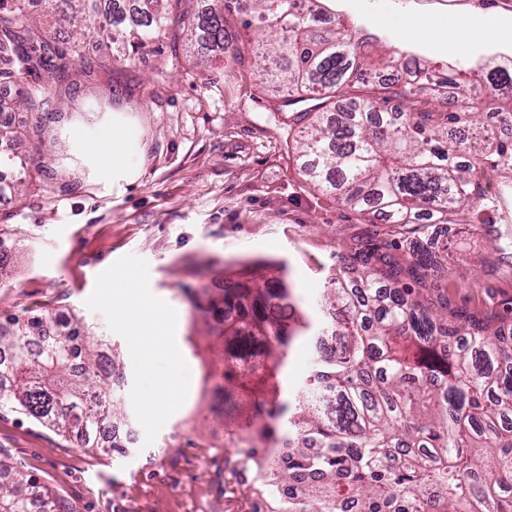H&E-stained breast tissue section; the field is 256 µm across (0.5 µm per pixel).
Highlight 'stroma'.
Listing matches in <instances>:
<instances>
[{"mask_svg":"<svg viewBox=\"0 0 512 512\" xmlns=\"http://www.w3.org/2000/svg\"><path fill=\"white\" fill-rule=\"evenodd\" d=\"M338 13L393 45L413 47L433 63L471 61L512 43L470 35L460 53L448 50V20L470 9L454 0H335ZM226 29L244 51L240 61L197 65L181 54L165 81L155 79L162 57L146 52L122 69L103 68L64 98L65 117L52 124L56 147L26 129L13 151L29 157L28 181L50 178L49 191L0 200V235L9 262L0 268V322L50 311L79 319L110 337L124 358L125 409L136 443L129 453L83 448L24 415L0 408V483L13 470L46 487L70 512H250L244 487L223 491L224 414L211 388L224 372V323L195 311L187 291L222 298L224 275L246 264H273L308 299L345 261L380 248L400 262L410 252L394 226L361 220L333 195L310 186L296 166L297 143L278 112L279 93L262 84L249 51L259 30L235 12ZM125 137L120 166L94 150L112 131ZM448 260L429 272L432 294L450 309L512 327V262L499 261L478 225L448 238ZM131 269L146 301L174 306V342L181 352L185 393L166 417L147 415L158 375L137 368L122 317L106 286ZM184 432L180 445L171 429Z\"/></svg>","mask_w":512,"mask_h":512,"instance_id":"1","label":"stroma"}]
</instances>
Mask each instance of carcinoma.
Here are the masks:
<instances>
[{
  "mask_svg": "<svg viewBox=\"0 0 512 512\" xmlns=\"http://www.w3.org/2000/svg\"><path fill=\"white\" fill-rule=\"evenodd\" d=\"M0 0V61L31 78L8 104L29 112L39 129L52 123L63 96L102 64L122 65L177 26L183 46L202 62L238 60L224 12L254 14L274 45L252 49L262 82L282 89L279 111L301 138L300 171L315 187L360 216L400 229L412 245L408 268L388 253L343 267L308 307L297 309L284 270L238 272L225 281L224 353L244 361L251 338L263 348L255 370L224 364V436L240 458L224 469L248 472L247 492L269 512H512V330L448 310V299L424 296L425 271L448 247L424 243L431 226L483 224L495 249L512 258V137L485 125L512 126V107L486 110L487 100L512 102V60L479 70L439 68L410 57H384L353 23L323 0ZM95 42L99 54L85 53ZM351 101L345 112L336 103ZM504 229H499V225ZM48 327L58 338L43 343ZM321 336L305 376L286 399L277 389L292 342ZM0 407L74 437L86 448L125 421L112 388L120 353L102 365L100 344L79 322L35 315L0 323ZM288 439V467L274 462ZM293 482L299 494L277 495ZM63 508L18 472L0 485V505L30 512Z\"/></svg>",
  "mask_w": 512,
  "mask_h": 512,
  "instance_id": "cac0c4a2",
  "label": "carcinoma"
}]
</instances>
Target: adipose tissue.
<instances>
[{"instance_id": "ef3b65f1", "label": "adipose tissue", "mask_w": 512, "mask_h": 512, "mask_svg": "<svg viewBox=\"0 0 512 512\" xmlns=\"http://www.w3.org/2000/svg\"><path fill=\"white\" fill-rule=\"evenodd\" d=\"M111 285L120 291L116 305L123 314L131 340H139L146 334L152 337L150 350L137 355L140 367L145 370L150 369L154 357L160 354L166 355L170 361L169 372L156 382V396L146 405L149 415L161 417L172 406L180 385L181 356L169 340V331L176 318V312L168 307L156 312L154 318H146L143 314L142 295L134 271L124 270L114 274Z\"/></svg>"}]
</instances>
